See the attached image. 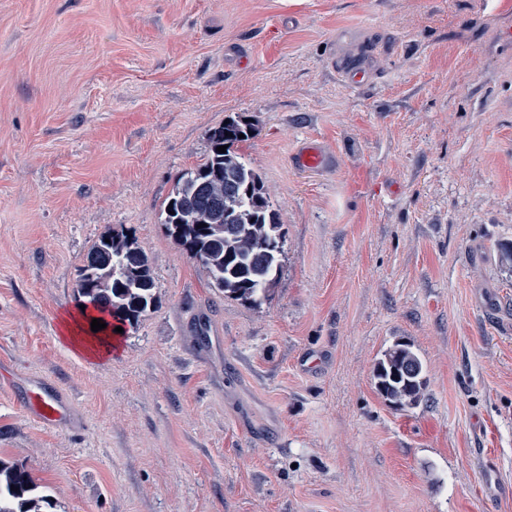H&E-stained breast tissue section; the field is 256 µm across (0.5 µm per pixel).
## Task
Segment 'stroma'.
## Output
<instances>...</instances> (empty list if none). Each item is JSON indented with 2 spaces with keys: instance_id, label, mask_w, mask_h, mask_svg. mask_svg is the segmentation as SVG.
<instances>
[{
  "instance_id": "35a3bbf8",
  "label": "stroma",
  "mask_w": 512,
  "mask_h": 512,
  "mask_svg": "<svg viewBox=\"0 0 512 512\" xmlns=\"http://www.w3.org/2000/svg\"><path fill=\"white\" fill-rule=\"evenodd\" d=\"M238 115L282 235L255 301L160 222ZM111 230L157 303L92 361L61 321ZM510 242L512 0H0V371L80 417L0 388V460L50 512H512ZM400 339L414 407L375 385ZM294 166L302 169H321L328 165L329 160L324 150L316 145H307L293 155ZM374 378L379 393L397 406L418 405L425 396L424 364L406 341H396L377 360ZM15 396L45 425H67L73 419L70 396L42 378L31 380L22 397Z\"/></svg>"
}]
</instances>
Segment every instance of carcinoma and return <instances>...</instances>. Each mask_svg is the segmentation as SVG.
Returning a JSON list of instances; mask_svg holds the SVG:
<instances>
[{
    "instance_id": "obj_1",
    "label": "carcinoma",
    "mask_w": 512,
    "mask_h": 512,
    "mask_svg": "<svg viewBox=\"0 0 512 512\" xmlns=\"http://www.w3.org/2000/svg\"><path fill=\"white\" fill-rule=\"evenodd\" d=\"M253 132L254 125L240 116L209 129V153L177 178L162 216L172 239L200 261L211 287L254 301L271 282L280 246L279 218L262 176L238 153ZM223 145L226 152L216 151ZM77 288L84 305L121 324H135L156 302L148 258L124 233L99 240L79 268ZM374 378L379 393L397 406H415L425 396L424 364L406 341H396L377 360ZM33 490L24 471L0 462V503L13 504L0 512H27L29 503L49 505L45 496L29 497Z\"/></svg>"
}]
</instances>
